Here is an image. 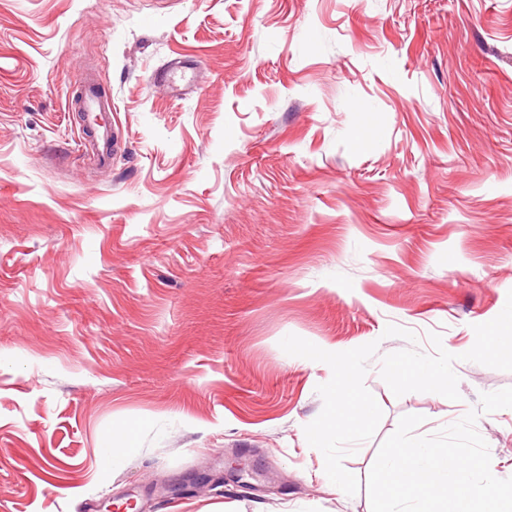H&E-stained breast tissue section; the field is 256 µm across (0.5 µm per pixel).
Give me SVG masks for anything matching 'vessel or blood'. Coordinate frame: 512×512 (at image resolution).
Listing matches in <instances>:
<instances>
[{
    "mask_svg": "<svg viewBox=\"0 0 512 512\" xmlns=\"http://www.w3.org/2000/svg\"><path fill=\"white\" fill-rule=\"evenodd\" d=\"M184 75L178 63H171L152 75L153 83L170 90L174 97H181ZM83 129L78 139L81 147L90 149L101 164L112 162V103L102 94L96 78H87L80 99Z\"/></svg>",
    "mask_w": 512,
    "mask_h": 512,
    "instance_id": "1",
    "label": "vessel or blood"
}]
</instances>
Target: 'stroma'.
I'll list each match as a JSON object with an SVG mask.
<instances>
[{
  "label": "stroma",
  "mask_w": 512,
  "mask_h": 512,
  "mask_svg": "<svg viewBox=\"0 0 512 512\" xmlns=\"http://www.w3.org/2000/svg\"><path fill=\"white\" fill-rule=\"evenodd\" d=\"M506 387L512 0H0V512H371L402 416ZM181 66L177 62H172L169 66L159 71H156L152 75V82L159 84L170 90V93L176 97L181 98L183 90L181 81L184 80V75L181 70ZM83 129L78 148L90 149L103 165L112 164V102L102 94L99 81L85 80L80 99Z\"/></svg>",
  "instance_id": "35a3bbf8"
}]
</instances>
